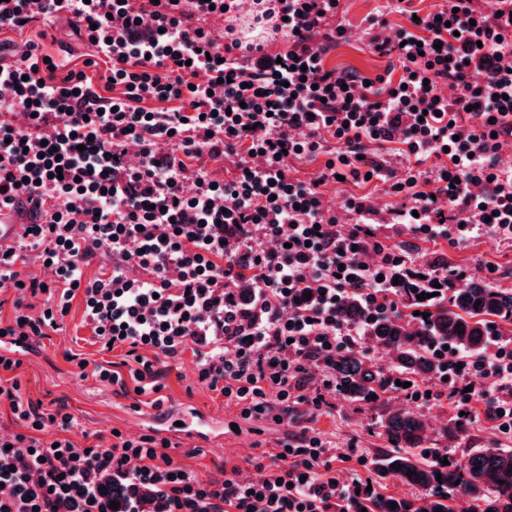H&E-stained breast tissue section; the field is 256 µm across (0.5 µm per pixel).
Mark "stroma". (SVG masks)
Wrapping results in <instances>:
<instances>
[{
    "label": "stroma",
    "mask_w": 512,
    "mask_h": 512,
    "mask_svg": "<svg viewBox=\"0 0 512 512\" xmlns=\"http://www.w3.org/2000/svg\"><path fill=\"white\" fill-rule=\"evenodd\" d=\"M439 0H409L406 10H399L390 0H340L336 21L347 31L342 39L323 46L322 61L326 69L339 74L375 76L389 73L399 80L400 70L389 67L387 58L370 47L366 33L367 19L383 15L389 28L407 26V14L414 11L427 15L438 7ZM11 44L33 42L43 53L52 56L66 68H82L91 49L68 27L65 20L42 21L20 33L0 35ZM379 234L388 244L405 250L413 258L440 252L450 269L461 273L462 284L486 283L496 288L512 290V241L479 237L451 243L445 240L425 242L412 237L408 231H396L389 226L385 215L375 218ZM81 298H74L61 329L42 339L35 354L24 359L20 369L22 389L27 398L49 401L60 399L67 403L80 426L72 438L82 441L84 432L119 428L138 435L142 429L140 416L150 415V408L134 411L133 400L101 388L92 376L79 373L64 358L66 351L82 354L90 363L121 362L123 352H101L91 329L85 325ZM164 396L170 406L190 404L201 411L215 414L217 428L224 437L208 443L179 442L174 453L177 459L195 475L208 477L217 468L246 467L248 461L259 462L263 453L302 430H310L328 442L336 454V473L346 483L364 480L367 471L363 460L372 459L377 449L385 447L378 409L353 403L343 398L330 400L321 408L297 405L285 424L270 419H243L235 407L225 405L223 398L194 381V356L185 353L164 379ZM465 430L451 441L448 453L460 458L478 448H512V435L499 432L483 410L466 419Z\"/></svg>",
    "instance_id": "35a3bbf8"
}]
</instances>
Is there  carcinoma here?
Segmentation results:
<instances>
[{
    "label": "carcinoma",
    "mask_w": 512,
    "mask_h": 512,
    "mask_svg": "<svg viewBox=\"0 0 512 512\" xmlns=\"http://www.w3.org/2000/svg\"><path fill=\"white\" fill-rule=\"evenodd\" d=\"M391 295L399 309L377 319L368 318L360 294L352 291L336 308L339 320L364 326L366 340L392 355L393 368L373 364L362 353L348 349L336 353L332 372L336 390L344 399L381 409V428L389 445L372 463L373 474L425 494L396 497L379 490L360 498L357 509L367 512H454L453 502L467 499L473 512H512V450L480 448L462 459L445 458L434 447L427 423L394 403L395 378L431 381L442 375L443 365L431 352L434 344L478 355L494 336L512 332V292L476 284L458 288L427 304L426 313L414 315L420 304L408 284ZM480 305H475V302ZM448 464H442V461ZM398 463L395 470L391 464ZM441 480H436V475Z\"/></svg>",
    "instance_id": "carcinoma-1"
}]
</instances>
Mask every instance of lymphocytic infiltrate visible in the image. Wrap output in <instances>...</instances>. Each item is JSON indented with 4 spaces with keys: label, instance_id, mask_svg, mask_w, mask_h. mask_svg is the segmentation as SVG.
<instances>
[{
    "label": "lymphocytic infiltrate",
    "instance_id": "f902f5d3",
    "mask_svg": "<svg viewBox=\"0 0 512 512\" xmlns=\"http://www.w3.org/2000/svg\"><path fill=\"white\" fill-rule=\"evenodd\" d=\"M257 3L252 22L287 42L281 54L216 31L214 19L238 0H0V31L67 15L104 54L101 81L120 89L108 100L97 93L86 73L95 59L58 78L37 44L16 59L0 43V206L28 215L0 254V288L15 293L0 333L49 337L81 297L96 343L124 359L118 370L70 351L66 360L114 391L138 389L159 414L162 379L188 351L197 383L243 417L282 422L295 405L321 407L336 390L331 359L362 338L336 319L345 293L359 289L381 316L396 275L427 294L452 291L455 272L381 240L366 197L344 200L351 224L325 207L320 183L379 177L370 147H404L410 164L391 185L401 200L391 216L412 235L512 240V174L497 164L512 144V0H440L395 35L373 36V51L402 70L396 84L323 66L315 39L345 36L334 23L340 0ZM147 100L164 111L147 113ZM330 141L337 150L319 181L292 177L293 161ZM219 156L235 167L230 179L206 170ZM32 256L49 279L17 270ZM95 258L98 274L85 277ZM438 355L448 362L438 384L461 411L476 403V386L502 389L493 416L511 431L512 348L495 344L463 362ZM21 365L0 354V400L22 426L0 433V512H103L106 477L120 492L117 512H352L356 489L337 480L319 437L300 433L251 474L204 479L184 471L164 437L97 431L75 443L65 404L24 397Z\"/></svg>",
    "mask_w": 512,
    "mask_h": 512
}]
</instances>
